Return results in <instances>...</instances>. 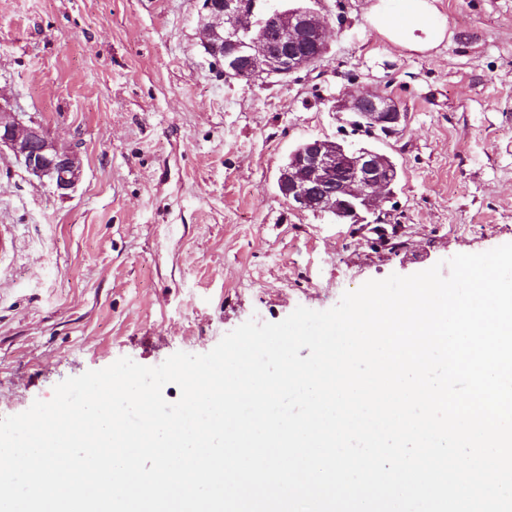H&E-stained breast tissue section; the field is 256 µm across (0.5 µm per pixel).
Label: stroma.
Returning <instances> with one entry per match:
<instances>
[{
  "mask_svg": "<svg viewBox=\"0 0 512 512\" xmlns=\"http://www.w3.org/2000/svg\"><path fill=\"white\" fill-rule=\"evenodd\" d=\"M374 2L322 0L324 60L248 87L206 52L201 0H0V96L83 162L63 197L0 152V417L512 243V0H437L452 35L426 55L373 29ZM364 91L405 114L373 141L399 172L384 223L292 209L280 167L308 138L365 143L334 109Z\"/></svg>",
  "mask_w": 512,
  "mask_h": 512,
  "instance_id": "stroma-1",
  "label": "stroma"
}]
</instances>
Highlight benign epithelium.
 I'll list each match as a JSON object with an SVG mask.
<instances>
[{
    "label": "benign epithelium",
    "mask_w": 512,
    "mask_h": 512,
    "mask_svg": "<svg viewBox=\"0 0 512 512\" xmlns=\"http://www.w3.org/2000/svg\"><path fill=\"white\" fill-rule=\"evenodd\" d=\"M317 2L202 0L200 39L228 80L256 85L286 79L314 67L328 51V26L314 7ZM337 109L350 114L352 124L374 132L395 131L403 120L392 99L370 91L339 100ZM5 148L62 197L80 181L79 155L58 147L39 123L24 119L0 95V151ZM396 177L392 158L378 149L311 138L289 154L277 185L291 208L355 224L381 211Z\"/></svg>",
    "instance_id": "7a95c632"
}]
</instances>
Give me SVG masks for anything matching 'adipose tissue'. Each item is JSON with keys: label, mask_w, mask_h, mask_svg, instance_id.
I'll return each mask as SVG.
<instances>
[{"label": "adipose tissue", "mask_w": 512, "mask_h": 512, "mask_svg": "<svg viewBox=\"0 0 512 512\" xmlns=\"http://www.w3.org/2000/svg\"><path fill=\"white\" fill-rule=\"evenodd\" d=\"M370 23L392 44L419 53L436 48L450 33L434 0H376Z\"/></svg>", "instance_id": "adipose-tissue-1"}]
</instances>
